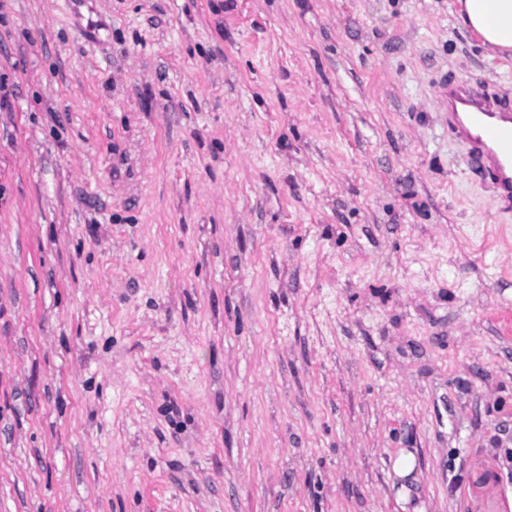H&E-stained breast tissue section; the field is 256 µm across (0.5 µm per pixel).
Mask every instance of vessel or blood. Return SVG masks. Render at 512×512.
I'll use <instances>...</instances> for the list:
<instances>
[{"mask_svg": "<svg viewBox=\"0 0 512 512\" xmlns=\"http://www.w3.org/2000/svg\"><path fill=\"white\" fill-rule=\"evenodd\" d=\"M448 121L468 144V160L493 183L498 197L512 204V105L452 84Z\"/></svg>", "mask_w": 512, "mask_h": 512, "instance_id": "1", "label": "vessel or blood"}]
</instances>
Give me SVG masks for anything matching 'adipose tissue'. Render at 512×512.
<instances>
[{
  "label": "adipose tissue",
  "instance_id": "obj_1",
  "mask_svg": "<svg viewBox=\"0 0 512 512\" xmlns=\"http://www.w3.org/2000/svg\"><path fill=\"white\" fill-rule=\"evenodd\" d=\"M459 17L485 44L512 52V0H459Z\"/></svg>",
  "mask_w": 512,
  "mask_h": 512
}]
</instances>
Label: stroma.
Returning a JSON list of instances; mask_svg holds the SVG:
<instances>
[{
	"mask_svg": "<svg viewBox=\"0 0 512 512\" xmlns=\"http://www.w3.org/2000/svg\"><path fill=\"white\" fill-rule=\"evenodd\" d=\"M456 2L0 0V512H512Z\"/></svg>",
	"mask_w": 512,
	"mask_h": 512,
	"instance_id": "stroma-1",
	"label": "stroma"
}]
</instances>
